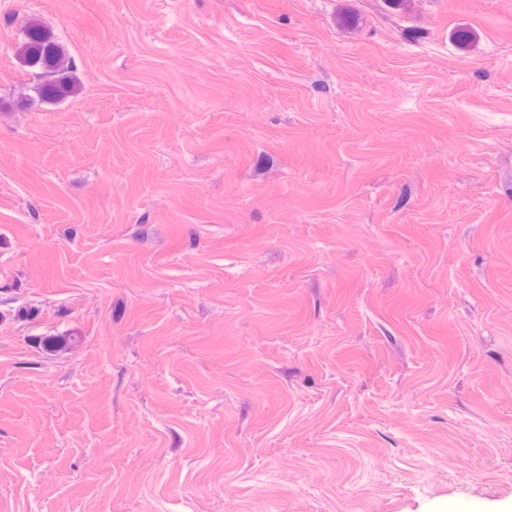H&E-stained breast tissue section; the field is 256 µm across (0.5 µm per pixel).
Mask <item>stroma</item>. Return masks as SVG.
<instances>
[{"mask_svg": "<svg viewBox=\"0 0 512 512\" xmlns=\"http://www.w3.org/2000/svg\"><path fill=\"white\" fill-rule=\"evenodd\" d=\"M0 512H512V0H0ZM18 57L30 67H39L41 78L48 77L34 87L40 99L60 102L75 92L76 85L65 75L73 67L61 45L51 33L31 19L25 22Z\"/></svg>", "mask_w": 512, "mask_h": 512, "instance_id": "obj_1", "label": "stroma"}]
</instances>
